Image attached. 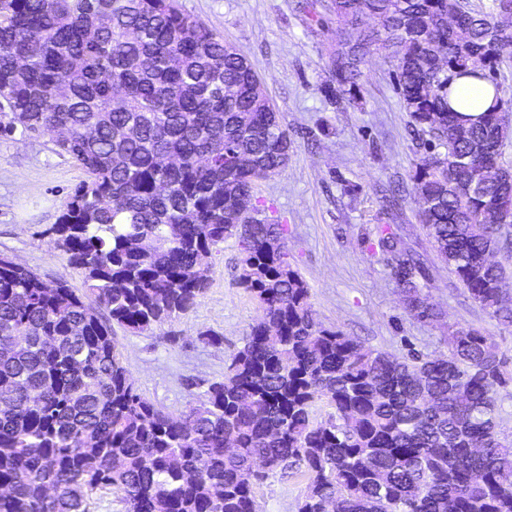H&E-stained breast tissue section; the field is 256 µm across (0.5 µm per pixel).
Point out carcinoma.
Here are the masks:
<instances>
[{
    "label": "carcinoma",
    "mask_w": 512,
    "mask_h": 512,
    "mask_svg": "<svg viewBox=\"0 0 512 512\" xmlns=\"http://www.w3.org/2000/svg\"><path fill=\"white\" fill-rule=\"evenodd\" d=\"M336 20L332 81L356 98L383 55L424 153L410 196L438 258L488 315L512 325V0H313ZM379 20L376 27L365 17ZM97 21L89 32L85 21ZM494 84L477 120L448 86ZM49 134L87 174L52 225L86 291L0 254V512H88L113 488L126 512H257V481L296 468L297 512H512V442L497 389L512 377L479 331L448 354L403 356L324 327L288 262L285 229L257 183L289 140L247 58L176 0H0V138ZM237 243L239 284L261 319L224 379L174 416L134 387L112 336L194 308L206 259ZM405 309L438 322L423 263L380 239ZM326 401L333 412L315 417Z\"/></svg>",
    "instance_id": "cac0c4a2"
}]
</instances>
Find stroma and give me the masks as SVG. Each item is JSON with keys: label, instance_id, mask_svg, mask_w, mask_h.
<instances>
[{"label": "stroma", "instance_id": "1", "mask_svg": "<svg viewBox=\"0 0 512 512\" xmlns=\"http://www.w3.org/2000/svg\"><path fill=\"white\" fill-rule=\"evenodd\" d=\"M306 0H179L191 14L250 61L288 132L290 158L257 195L286 229L288 260L309 285L316 319L367 346L397 356L416 350L447 354L449 326L494 340L512 366V327L481 310L438 259L409 196L419 139L394 88L391 66L368 57L361 92L337 103L328 74L336 23L311 22ZM85 172L55 153L49 136L0 139V254L46 280L82 289L83 277L55 247V224ZM389 226L402 247L422 255L423 291L443 313L439 323L405 310L379 245ZM239 248L226 241L210 258V285L186 313L137 334L112 335L138 392L178 415L223 379L261 309L239 283ZM305 474H285L255 487L258 512H296Z\"/></svg>", "mask_w": 512, "mask_h": 512}]
</instances>
